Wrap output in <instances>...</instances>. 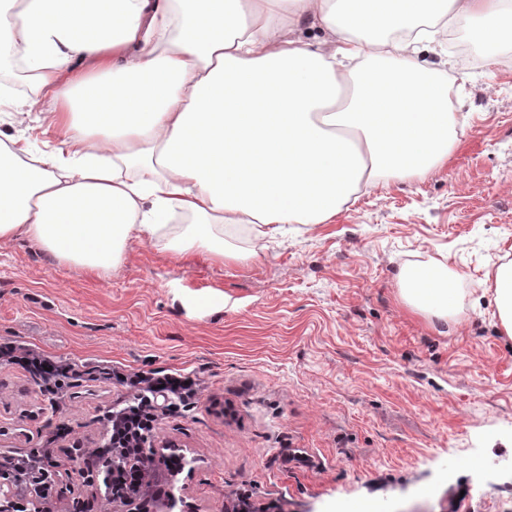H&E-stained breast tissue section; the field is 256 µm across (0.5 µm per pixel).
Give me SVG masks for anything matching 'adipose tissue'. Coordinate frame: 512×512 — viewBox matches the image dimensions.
I'll list each match as a JSON object with an SVG mask.
<instances>
[{
  "label": "adipose tissue",
  "mask_w": 512,
  "mask_h": 512,
  "mask_svg": "<svg viewBox=\"0 0 512 512\" xmlns=\"http://www.w3.org/2000/svg\"><path fill=\"white\" fill-rule=\"evenodd\" d=\"M325 33L313 43L300 26ZM512 47V0H0V57L31 71L59 145L0 139V244L108 275L131 240L219 264L271 224H325L361 190L441 169L464 126L435 29ZM446 263L404 267L414 313L459 323ZM490 289L512 338V260Z\"/></svg>",
  "instance_id": "ef3b65f1"
}]
</instances>
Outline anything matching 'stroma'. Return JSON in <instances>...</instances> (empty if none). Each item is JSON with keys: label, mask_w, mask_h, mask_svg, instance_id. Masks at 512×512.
<instances>
[{"label": "stroma", "mask_w": 512, "mask_h": 512, "mask_svg": "<svg viewBox=\"0 0 512 512\" xmlns=\"http://www.w3.org/2000/svg\"><path fill=\"white\" fill-rule=\"evenodd\" d=\"M448 80L469 119L445 167L366 190L331 223L247 240L246 262H184L135 239L101 278L24 238L0 246V341L79 372L60 402L0 364V449L84 455L126 397L93 367L177 371L204 392L160 408L162 479L140 512L171 495L174 512H232L240 488L257 512H512V340L485 290L512 254V49L473 47ZM36 92L0 71V132L53 141L38 120L14 123ZM429 260L462 277L466 316L447 335L397 298L401 268ZM202 292L233 305L198 310ZM49 501L51 512H112L95 473L53 484Z\"/></svg>", "instance_id": "1"}]
</instances>
